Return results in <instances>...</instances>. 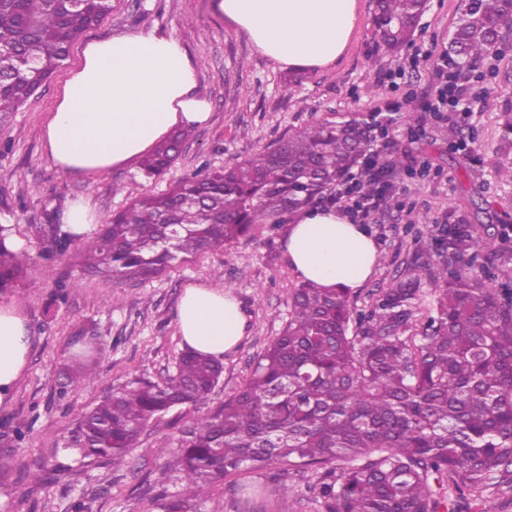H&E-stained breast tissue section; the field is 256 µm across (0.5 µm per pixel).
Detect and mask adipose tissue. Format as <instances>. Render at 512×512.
Returning <instances> with one entry per match:
<instances>
[{
    "label": "adipose tissue",
    "instance_id": "adipose-tissue-1",
    "mask_svg": "<svg viewBox=\"0 0 512 512\" xmlns=\"http://www.w3.org/2000/svg\"><path fill=\"white\" fill-rule=\"evenodd\" d=\"M218 13L275 63L317 69L336 63L358 28V0H214ZM197 68L180 39L125 32L86 44L44 128L54 164L85 175L127 165L179 126L211 115L196 93ZM288 258L304 280L356 288L373 271L377 245L367 228L336 209L299 212L288 230ZM187 346L222 357L242 339L240 304L223 289L188 285L177 312ZM31 348L27 319L0 306V403L13 392Z\"/></svg>",
    "mask_w": 512,
    "mask_h": 512
}]
</instances>
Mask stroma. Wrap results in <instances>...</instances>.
I'll list each match as a JSON object with an SVG mask.
<instances>
[{"label":"stroma","mask_w":512,"mask_h":512,"mask_svg":"<svg viewBox=\"0 0 512 512\" xmlns=\"http://www.w3.org/2000/svg\"><path fill=\"white\" fill-rule=\"evenodd\" d=\"M463 0H428L412 40L386 53L373 26L375 0H359L357 32L336 64L317 70H291L259 53L246 36L211 8V0H112V10L87 39L117 33L153 31L182 40L198 63V93L211 105V117L196 127L170 171L146 181L138 165L92 177L64 172L49 158L42 130L59 92L78 64L81 43H74L65 66L0 130L11 153L0 159V225L13 230L32 257L16 288L0 293V305L19 302L27 317L32 348L12 397L0 404V456L11 472L44 468L49 480L0 483V508L6 512H159L153 496L183 493L181 475L167 471L160 448L177 445L186 422L205 414L202 406L169 410L141 438V445L115 468L65 450L78 414L112 387L132 379H165L185 347L177 324L184 288L191 283H223L243 308L247 325L241 341L225 352L224 373L210 404L218 405L245 383L255 358L278 336L288 318L289 295L302 279L287 252L293 217L277 227L258 224L233 243L202 251L147 282L106 278L82 265L77 247L47 255L36 228L43 212L56 204L87 198L104 218L145 191L202 166L230 168L280 137L314 121H333L349 113L375 117L385 126L379 137L382 166L372 180L381 191L367 226L377 245L373 274L355 288L356 309L370 305L377 290L403 274L414 258L433 254L437 230L456 225L496 243L495 253L472 247V273L493 288H512V178L496 162L512 158V143L502 138L503 115L512 112V32L498 50L462 67L461 83L483 76L485 97L471 100L465 112L435 114L428 106L440 82L436 60L450 50ZM400 70L401 92L389 89V72ZM456 137H449V130ZM430 174L409 178L412 162ZM71 283L65 301H53L60 283ZM94 329L102 344L96 378L79 389L67 387L63 365L76 359L74 340ZM22 427L24 440L3 439ZM314 471L282 472L270 467L245 470L234 481L198 502V512H241L245 487L262 488L259 512H321L310 490ZM292 489L288 502L279 484Z\"/></svg>","instance_id":"stroma-1"}]
</instances>
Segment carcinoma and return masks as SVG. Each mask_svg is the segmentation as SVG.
Returning <instances> with one entry per match:
<instances>
[{"mask_svg":"<svg viewBox=\"0 0 512 512\" xmlns=\"http://www.w3.org/2000/svg\"><path fill=\"white\" fill-rule=\"evenodd\" d=\"M415 0H377L376 34L389 51L412 35ZM506 0H477L454 33L459 63L488 56V23ZM112 10L111 0H0V126L65 63L72 44ZM192 129L144 156L148 180L176 161ZM358 116L314 122L227 170L199 171L166 193L147 192L103 221L94 235L62 229L48 213L47 251L80 241L84 264L117 280H146L256 224H278L326 200L369 150ZM448 257L420 262L356 310L349 291L303 282L290 296L282 332L258 356L244 385L181 430L175 465L189 496L162 498L161 512H194L193 500L245 469H319L322 512H440L448 482L478 492L512 485V293L470 272L471 231H443ZM0 290L25 275L30 257L5 245ZM434 286L429 314L416 317L423 280ZM95 344L65 370L68 385L90 379ZM219 361L192 349L175 373L113 387L76 420L66 447L119 465L170 408L205 405L220 382Z\"/></svg>","mask_w":512,"mask_h":512,"instance_id":"1","label":"carcinoma"}]
</instances>
